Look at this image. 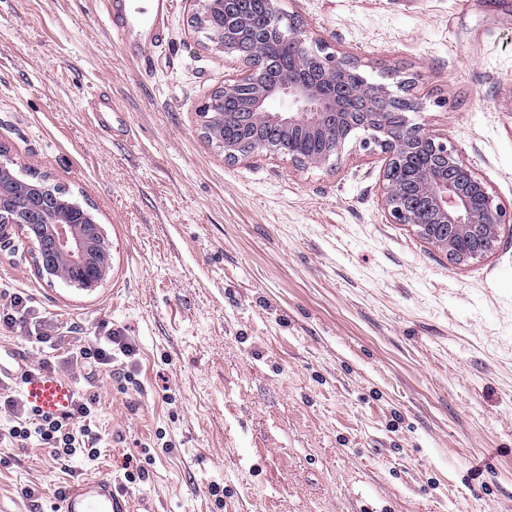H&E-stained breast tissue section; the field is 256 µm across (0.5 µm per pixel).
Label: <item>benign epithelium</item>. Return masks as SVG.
Masks as SVG:
<instances>
[{"mask_svg": "<svg viewBox=\"0 0 512 512\" xmlns=\"http://www.w3.org/2000/svg\"><path fill=\"white\" fill-rule=\"evenodd\" d=\"M196 24L215 15L226 19L209 39L246 67L241 79L224 85L202 107L203 135L235 162L266 152L321 167L341 158L351 137L371 154H383V205L394 224L417 229L426 243L454 262L486 256L503 228L512 233L508 211L488 182L464 163L448 138L411 122L415 99L370 83L357 60L328 51L288 21L278 0H196ZM269 45L288 50V77L267 74L280 60ZM0 161V253L16 241L28 245L39 275L61 277L93 291L107 279L111 257L102 225L76 202L16 177Z\"/></svg>", "mask_w": 512, "mask_h": 512, "instance_id": "7a95c632", "label": "benign epithelium"}]
</instances>
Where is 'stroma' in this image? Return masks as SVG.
<instances>
[{"label": "stroma", "instance_id": "stroma-1", "mask_svg": "<svg viewBox=\"0 0 512 512\" xmlns=\"http://www.w3.org/2000/svg\"><path fill=\"white\" fill-rule=\"evenodd\" d=\"M279 7L368 81L410 80L413 122L512 209V0ZM195 9L176 0L146 73L104 31L103 0H0V158L90 205L112 258L88 292L0 255V289L31 302L0 348L37 365L32 327L65 323L137 348L131 378L86 379L98 460L0 446V512H51L58 487L120 480L130 457L145 477L125 491L147 512H512V231L450 264L390 223L380 158L351 141L332 166L225 162L200 107L245 68ZM94 85L133 137L93 132Z\"/></svg>", "mask_w": 512, "mask_h": 512}]
</instances>
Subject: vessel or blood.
I'll list each match as a JSON object with an SVG mask.
<instances>
[{
	"label": "vessel or blood",
	"instance_id": "vessel-or-blood-1",
	"mask_svg": "<svg viewBox=\"0 0 512 512\" xmlns=\"http://www.w3.org/2000/svg\"><path fill=\"white\" fill-rule=\"evenodd\" d=\"M175 0H107L103 22L122 50L151 70L153 52L168 39V23ZM89 119L100 134H112L124 110L123 103L98 88L86 96ZM31 407L58 416L69 410L76 393L74 382L48 370L27 372L18 379ZM59 512H131L127 496L117 494L111 480L87 477L66 490Z\"/></svg>",
	"mask_w": 512,
	"mask_h": 512
}]
</instances>
